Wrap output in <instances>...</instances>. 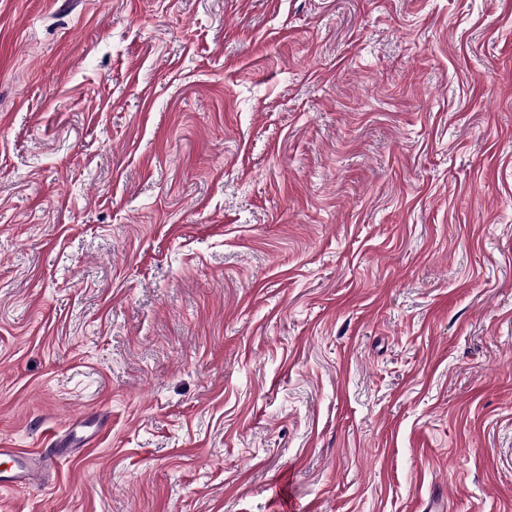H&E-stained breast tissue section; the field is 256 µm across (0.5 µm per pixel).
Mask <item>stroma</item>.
<instances>
[{"label": "stroma", "instance_id": "stroma-1", "mask_svg": "<svg viewBox=\"0 0 512 512\" xmlns=\"http://www.w3.org/2000/svg\"><path fill=\"white\" fill-rule=\"evenodd\" d=\"M0 441V512H512V0H0ZM0 447V457L9 459V465L0 468V488L12 484L30 486L43 483L45 466L33 452L23 448H5L1 444Z\"/></svg>", "mask_w": 512, "mask_h": 512}]
</instances>
